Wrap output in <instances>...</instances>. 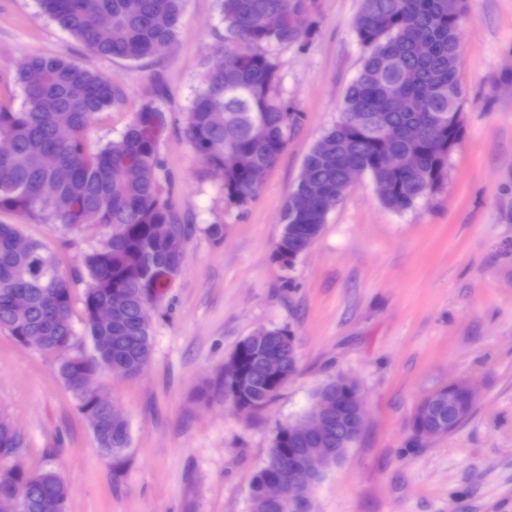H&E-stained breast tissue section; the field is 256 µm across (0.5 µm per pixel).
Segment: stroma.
I'll use <instances>...</instances> for the list:
<instances>
[{"mask_svg":"<svg viewBox=\"0 0 512 512\" xmlns=\"http://www.w3.org/2000/svg\"><path fill=\"white\" fill-rule=\"evenodd\" d=\"M360 3L313 0L307 47L274 48L277 92L304 122L241 210L184 134L205 65L224 51L219 0H184L172 48L139 63L92 55L36 0H0V105L21 107L15 73L35 55L66 57L119 91L88 130L92 146L118 138L139 104L155 101L167 116L170 196L191 227L182 273L150 313L148 365L132 378L100 377L131 428L121 464L99 449L54 357L0 330V412L26 438L23 463L64 479L67 512H251L252 476L276 428L303 419L339 376L359 386L366 420L309 489L312 512H512V0H467L463 137L443 186L399 213L361 175L292 271L271 258L304 160L359 70ZM0 223L41 240L66 273L108 234L98 224L67 234L15 213L0 212ZM260 327L297 340L296 371L277 398L247 416L200 397ZM453 380L480 392L471 418L414 445L417 404Z\"/></svg>","mask_w":512,"mask_h":512,"instance_id":"1","label":"stroma"}]
</instances>
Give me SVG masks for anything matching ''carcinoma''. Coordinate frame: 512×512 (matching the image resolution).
Wrapping results in <instances>:
<instances>
[{"instance_id":"1","label":"carcinoma","mask_w":512,"mask_h":512,"mask_svg":"<svg viewBox=\"0 0 512 512\" xmlns=\"http://www.w3.org/2000/svg\"><path fill=\"white\" fill-rule=\"evenodd\" d=\"M42 13L92 54L129 62L164 54L176 40L183 0H37ZM311 0H221L224 43L221 60L208 61L202 88L185 123L197 155L224 174V199L237 208L249 204L259 187L250 178L256 167H273L303 114L276 96L278 65L271 49L304 45L310 30L291 23L288 14H310ZM111 22L100 26L96 18ZM466 0H361L355 32L363 51L361 69L346 88L343 110L308 153L294 191L284 207V231L272 259L294 263L319 235L328 213L318 195L340 200L351 166L365 171L388 192L381 203L409 211L435 193L448 178L450 156L463 136L460 115L465 91L458 75L461 25ZM24 103L18 110L0 106V211L33 221H54L77 233L88 216L111 229L97 248L76 258L74 275L60 271L55 254L40 240L16 248L23 236L17 224H0V328L25 345L48 354L64 347L72 358L57 372L82 413L97 418L93 434L99 448L120 460L131 445L130 425L117 421L95 397L98 377L137 374L153 351L151 325L140 316L144 303L158 304L169 290L166 269L183 261L188 228L181 224L160 172V136L165 112L141 103L122 135L91 148L86 132L94 117L116 99L112 83L99 73L62 56H32L16 72ZM71 130L68 140L58 129ZM56 154L67 171L61 178L42 165ZM83 285L85 335L71 321L73 286ZM112 307V320L97 322L94 310ZM292 332L257 329L231 353L241 377L232 390L239 411L266 407L296 368ZM275 352L281 375L265 368ZM345 429L320 439L295 443L278 428L264 466L255 474H288L292 448H348ZM24 436L0 414V461L18 449ZM0 478L25 488L21 512H67L66 485L55 473L36 476L0 465Z\"/></svg>"}]
</instances>
